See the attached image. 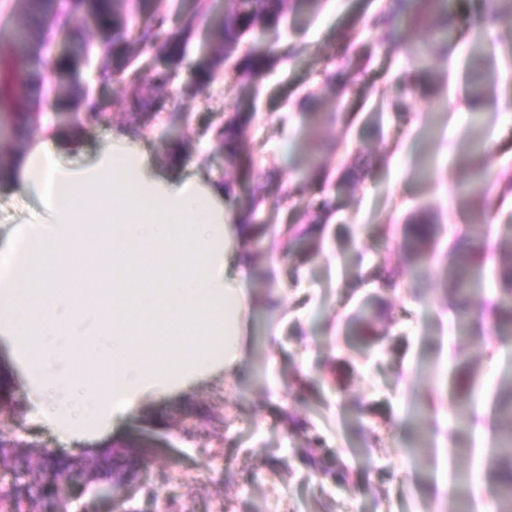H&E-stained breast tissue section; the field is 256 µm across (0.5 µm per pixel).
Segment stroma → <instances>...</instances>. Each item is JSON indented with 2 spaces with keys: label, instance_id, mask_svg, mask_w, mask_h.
<instances>
[{
  "label": "stroma",
  "instance_id": "35a3bbf8",
  "mask_svg": "<svg viewBox=\"0 0 512 512\" xmlns=\"http://www.w3.org/2000/svg\"><path fill=\"white\" fill-rule=\"evenodd\" d=\"M382 2L322 0L277 33L255 36L265 48L301 45V54L276 58L255 83L222 75L191 94L197 60L214 50L207 25H197L168 87L167 114L138 139L157 180L231 184V212L244 213L256 189L264 191L270 229L244 244L252 268L242 378L230 381L217 370L184 389L142 393L116 424L65 443L32 417L25 367L0 335V375L11 383L0 433L41 451L90 458L145 437L159 441L163 451L141 461V487L121 512H218L226 504L233 512H479L493 477L486 456L494 404L512 396V337L496 328L490 283L465 305L472 328L459 324L463 305L451 292L448 251L479 237L490 277L512 257L501 224L512 199L497 200L498 220L477 224L478 204L466 191L475 168L496 187L503 173L512 174V64L494 44L483 56L497 85L473 83L464 39L452 57L435 54L416 65L383 30L368 27ZM351 28L367 63L350 70L341 96L328 76L339 36ZM245 99L255 102L244 141L258 171L247 182L199 129ZM102 103L107 122L82 130L60 158L64 167H87L112 134L126 130L121 79L106 86ZM339 109L344 121L324 122V113ZM174 111L192 113L195 126L172 120ZM358 157L363 171L339 180ZM313 159L322 173L316 181L308 178ZM301 182L304 196L292 195ZM321 193L335 212L325 234L311 245L284 247L281 227L308 224L313 214L304 200ZM421 211L437 226L435 255L413 281L383 288L386 272L409 269L399 241ZM48 219L38 190H0V244ZM276 253L278 264L306 273L305 284L272 273ZM368 307L383 315L364 342H354L353 318ZM464 369L477 372L478 382L460 406L450 394ZM292 417L309 423L308 433L290 431ZM310 435L324 458L340 456L346 481L310 470Z\"/></svg>",
  "mask_w": 512,
  "mask_h": 512
}]
</instances>
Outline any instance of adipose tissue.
<instances>
[{"instance_id":"ef3b65f1","label":"adipose tissue","mask_w":512,"mask_h":512,"mask_svg":"<svg viewBox=\"0 0 512 512\" xmlns=\"http://www.w3.org/2000/svg\"><path fill=\"white\" fill-rule=\"evenodd\" d=\"M70 140L61 133L23 162L52 223L0 288V333L24 353L33 415L65 438L119 420L142 391L245 370L250 259L233 243L251 233L227 222L224 187L157 181L124 136L85 170H60ZM83 187L111 203L110 232L94 230ZM92 275L106 289L75 303V285Z\"/></svg>"}]
</instances>
